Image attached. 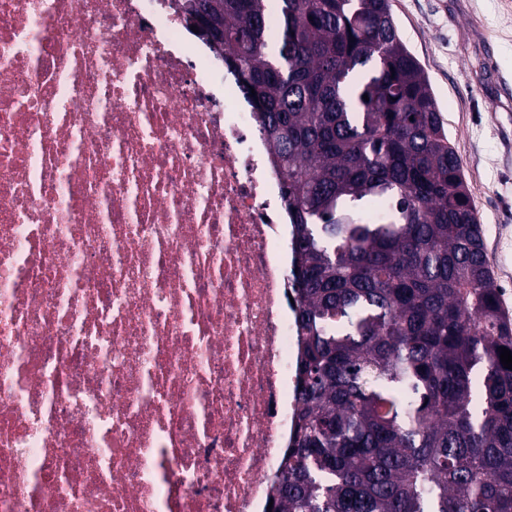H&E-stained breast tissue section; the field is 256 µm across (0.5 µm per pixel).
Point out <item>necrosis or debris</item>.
Wrapping results in <instances>:
<instances>
[{"instance_id": "necrosis-or-debris-1", "label": "necrosis or debris", "mask_w": 512, "mask_h": 512, "mask_svg": "<svg viewBox=\"0 0 512 512\" xmlns=\"http://www.w3.org/2000/svg\"><path fill=\"white\" fill-rule=\"evenodd\" d=\"M223 67L174 0H0V512H266L291 234Z\"/></svg>"}]
</instances>
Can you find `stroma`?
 Wrapping results in <instances>:
<instances>
[{"label": "stroma", "mask_w": 512, "mask_h": 512, "mask_svg": "<svg viewBox=\"0 0 512 512\" xmlns=\"http://www.w3.org/2000/svg\"><path fill=\"white\" fill-rule=\"evenodd\" d=\"M462 164L487 261L512 312V0H390Z\"/></svg>", "instance_id": "35a3bbf8"}]
</instances>
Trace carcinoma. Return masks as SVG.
<instances>
[{
	"label": "carcinoma",
	"mask_w": 512,
	"mask_h": 512,
	"mask_svg": "<svg viewBox=\"0 0 512 512\" xmlns=\"http://www.w3.org/2000/svg\"><path fill=\"white\" fill-rule=\"evenodd\" d=\"M212 2L292 226L300 412L271 512H512V318L388 0Z\"/></svg>",
	"instance_id": "obj_1"
}]
</instances>
